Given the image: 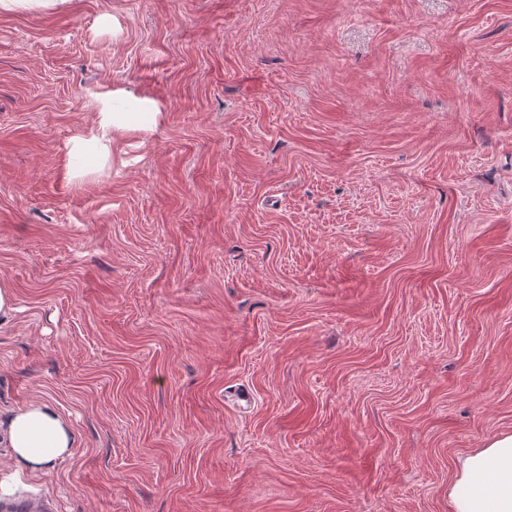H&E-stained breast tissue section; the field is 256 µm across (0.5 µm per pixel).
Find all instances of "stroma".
I'll return each mask as SVG.
<instances>
[{
	"mask_svg": "<svg viewBox=\"0 0 512 512\" xmlns=\"http://www.w3.org/2000/svg\"><path fill=\"white\" fill-rule=\"evenodd\" d=\"M102 112L157 120L74 176ZM0 280L55 512H450L512 432V0L0 13Z\"/></svg>",
	"mask_w": 512,
	"mask_h": 512,
	"instance_id": "35a3bbf8",
	"label": "stroma"
}]
</instances>
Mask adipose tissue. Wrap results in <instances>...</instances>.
Returning <instances> with one entry per match:
<instances>
[{
    "mask_svg": "<svg viewBox=\"0 0 512 512\" xmlns=\"http://www.w3.org/2000/svg\"><path fill=\"white\" fill-rule=\"evenodd\" d=\"M155 122L152 112L100 113L90 130L73 140L70 159L82 166L91 152L108 153L114 131ZM7 435L16 468L0 475V498L12 496L24 478L47 474L73 454L70 423L42 400L17 409L8 420ZM448 498L452 512H512V433L497 435L459 459Z\"/></svg>",
    "mask_w": 512,
    "mask_h": 512,
    "instance_id": "1",
    "label": "adipose tissue"
}]
</instances>
